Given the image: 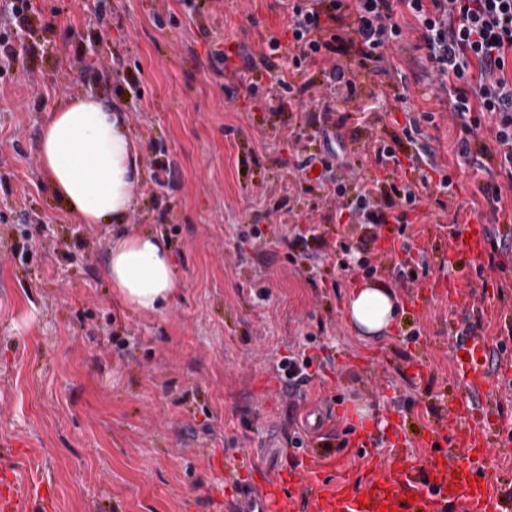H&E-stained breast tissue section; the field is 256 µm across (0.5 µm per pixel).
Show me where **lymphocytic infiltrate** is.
I'll list each match as a JSON object with an SVG mask.
<instances>
[{
  "mask_svg": "<svg viewBox=\"0 0 512 512\" xmlns=\"http://www.w3.org/2000/svg\"><path fill=\"white\" fill-rule=\"evenodd\" d=\"M291 39L281 45L268 41L270 50L288 49L291 69L302 71L320 61L328 62L327 96L316 108L306 106L312 83L299 86L278 80V111H301L306 124L328 143L327 153L297 159L298 172L318 168L319 188L328 189L334 201L360 224H408L417 210L420 194L436 161L417 168L413 178L391 182L360 176L361 162L335 150L342 141L345 108L362 111L358 70L392 76L397 50L404 45L398 12H408L417 22L418 37L412 46L427 77L448 100V112L458 121L462 135L456 153L465 165L484 170L493 164L497 176L512 185V0H289ZM0 70L33 55L32 46L13 44L12 24L30 27L38 22L32 0H0ZM493 127L495 148L478 137L483 122ZM355 181L354 197H347L345 178Z\"/></svg>",
  "mask_w": 512,
  "mask_h": 512,
  "instance_id": "lymphocytic-infiltrate-1",
  "label": "lymphocytic infiltrate"
}]
</instances>
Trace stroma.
<instances>
[{
  "mask_svg": "<svg viewBox=\"0 0 512 512\" xmlns=\"http://www.w3.org/2000/svg\"><path fill=\"white\" fill-rule=\"evenodd\" d=\"M41 19L24 30L37 55L29 67L0 72V474L28 484L30 512H227L258 469H241L246 453L258 468L286 470L303 455L309 411L323 430L337 469L363 475L350 446L354 433L374 432V453L395 456L392 422L437 421L448 396L464 398L462 337L488 345L507 326L474 305L495 291L500 272L487 255L449 261L451 221H488L484 190L496 175L459 170V127L445 97L426 78L402 86L366 77L385 109L376 135L400 133L410 113L424 124L444 173L457 178L453 212L439 213L442 193L430 181L406 231L428 266L419 282L454 278L471 305L440 297L422 311L397 289L399 322L391 334L363 340L346 324V299L365 274L360 257L390 283L400 257L384 249L396 225L338 223L320 189L306 192L292 175L296 150L325 152L321 138L293 143L302 113L276 114L275 78L321 83L320 66L290 71L268 55V38L288 43L286 0H34ZM247 47L254 56L239 77H219L215 48ZM82 54L86 70L72 65ZM120 54L126 80L103 77ZM259 87L249 96L247 84ZM406 93L407 103L395 100ZM119 103L141 159L175 160L173 186L159 188L149 167L124 226L76 223L41 175L39 136L49 114L72 94ZM287 200L291 216L276 210ZM35 241L25 261V217ZM315 229L288 251L279 236ZM162 235L179 288L160 313L119 303L103 269L117 230ZM259 239H251V231ZM66 241V253L47 248ZM321 253L320 262L311 254ZM352 271L339 269V262ZM309 357L310 381L297 394L279 363ZM366 405V421L355 417Z\"/></svg>",
  "mask_w": 512,
  "mask_h": 512,
  "instance_id": "obj_1",
  "label": "stroma"
}]
</instances>
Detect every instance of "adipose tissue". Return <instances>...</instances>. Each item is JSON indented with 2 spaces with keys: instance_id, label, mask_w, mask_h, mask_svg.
Masks as SVG:
<instances>
[{
  "instance_id": "ef3b65f1",
  "label": "adipose tissue",
  "mask_w": 512,
  "mask_h": 512,
  "mask_svg": "<svg viewBox=\"0 0 512 512\" xmlns=\"http://www.w3.org/2000/svg\"><path fill=\"white\" fill-rule=\"evenodd\" d=\"M127 123L121 105L82 94L50 112L42 127V175L78 223L126 221L140 179V148ZM104 274L119 301L137 311L161 312L177 291L169 248L151 234L113 236ZM396 314L395 293L376 282L356 285L345 305L347 323L366 339L388 333Z\"/></svg>"
}]
</instances>
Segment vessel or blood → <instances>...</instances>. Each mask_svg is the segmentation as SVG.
<instances>
[{
  "label": "vessel or blood",
  "instance_id": "obj_1",
  "mask_svg": "<svg viewBox=\"0 0 512 512\" xmlns=\"http://www.w3.org/2000/svg\"><path fill=\"white\" fill-rule=\"evenodd\" d=\"M452 238L456 251L475 257L485 251L489 227L463 224ZM466 353L468 396L449 398L422 435L425 467L400 452L369 459L364 481L346 472L334 483L325 474L335 469V458L311 457L300 473L241 489L235 512H512V488L490 479L482 465L492 452H512V427L494 419L491 389L492 380H505L512 370V354L494 353L478 338ZM29 499L27 488L13 485L0 495V512H28Z\"/></svg>",
  "mask_w": 512,
  "mask_h": 512
}]
</instances>
